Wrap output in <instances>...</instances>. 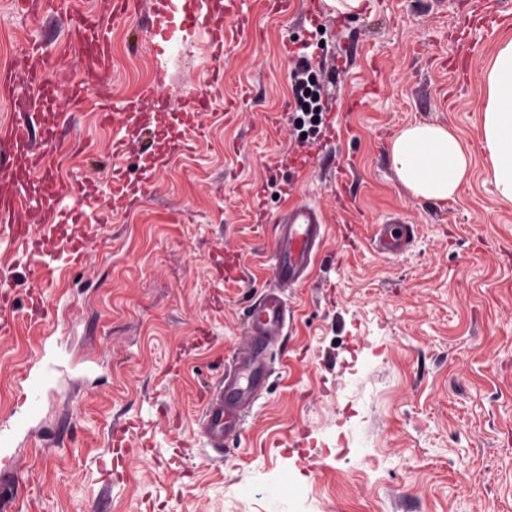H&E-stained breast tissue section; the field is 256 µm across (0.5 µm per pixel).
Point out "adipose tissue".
I'll list each match as a JSON object with an SVG mask.
<instances>
[{
	"label": "adipose tissue",
	"mask_w": 512,
	"mask_h": 512,
	"mask_svg": "<svg viewBox=\"0 0 512 512\" xmlns=\"http://www.w3.org/2000/svg\"><path fill=\"white\" fill-rule=\"evenodd\" d=\"M479 124L494 193L512 203V39L500 43L487 72ZM388 161L413 197L437 203L454 199L471 167V157L453 131L425 123L393 136Z\"/></svg>",
	"instance_id": "ef3b65f1"
}]
</instances>
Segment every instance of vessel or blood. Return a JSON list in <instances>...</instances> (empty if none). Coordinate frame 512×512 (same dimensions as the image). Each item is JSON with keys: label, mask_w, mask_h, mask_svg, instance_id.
<instances>
[{"label": "vessel or blood", "mask_w": 512, "mask_h": 512, "mask_svg": "<svg viewBox=\"0 0 512 512\" xmlns=\"http://www.w3.org/2000/svg\"><path fill=\"white\" fill-rule=\"evenodd\" d=\"M245 0H232L223 25H215L207 8L208 0H195L193 23L207 27L215 47H222L226 32L246 37L250 28L243 10ZM128 0H115L111 13L86 12L80 19L77 40L86 53V76L80 77L75 100H82L111 69V54L105 33L109 19L122 18ZM8 98L16 112L14 122L0 125V241L20 249L21 260L43 268L57 260L78 263L88 248V241L65 242L33 233L31 225L18 223L24 211H37L42 216L54 212L51 199L42 188L34 186L28 172L44 169L47 149L57 141L56 121L45 114L53 83L36 66L11 70ZM279 236L274 254L276 284L267 289L248 310L249 351L236 358L233 369L215 385L200 417V429L208 448L223 452L227 439L240 431V421L255 401L256 393L267 378L266 348L279 340L286 328L288 308L284 292L308 278L315 257L322 246L326 228L321 210L313 203L300 200L289 204L278 220ZM413 239V227L401 218L388 217L379 224L374 237L377 250L395 256L402 253ZM15 297L8 281L0 282V335H13L16 327ZM48 339H41L40 355L22 377L18 398L11 411L0 418V446L12 447L16 436L36 417L43 391L51 385L60 367L46 355ZM19 477L9 466L0 468V512H16Z\"/></svg>", "instance_id": "vessel-or-blood-1"}]
</instances>
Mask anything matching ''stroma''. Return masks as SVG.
Here are the masks:
<instances>
[{
  "label": "stroma",
  "mask_w": 512,
  "mask_h": 512,
  "mask_svg": "<svg viewBox=\"0 0 512 512\" xmlns=\"http://www.w3.org/2000/svg\"><path fill=\"white\" fill-rule=\"evenodd\" d=\"M0 0V37L44 44L61 147L55 179L84 205L68 236L93 239L44 290L53 319L0 338V412L40 337L67 362L97 361L47 392L12 451L19 512H512V204L488 180L476 103L500 40L479 55V0H249L255 35L210 46L184 11L158 31L153 0L111 25L107 96L75 106L77 15L52 0ZM321 28L311 36L312 25ZM316 38L323 126L301 140L285 51ZM154 100L127 120L112 157L100 120L113 95ZM211 96L192 112V91ZM205 134L194 150L170 141ZM416 123L454 131L472 157L454 200L413 198L387 159ZM148 192L113 209L112 170ZM322 211L312 275L288 289V336L239 438L215 456L198 427L206 387L250 344L247 309L275 284L287 200ZM391 214L417 227L398 256L369 244ZM130 425L116 458L112 429ZM112 462L111 472L102 465Z\"/></svg>",
  "instance_id": "obj_1"
}]
</instances>
